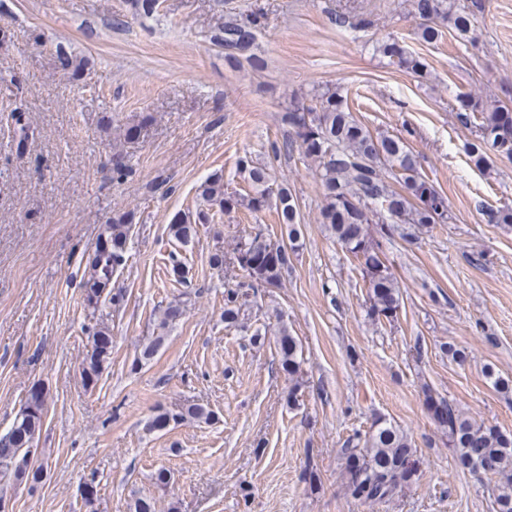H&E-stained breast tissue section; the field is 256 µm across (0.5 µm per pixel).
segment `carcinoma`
<instances>
[{
    "label": "carcinoma",
    "instance_id": "obj_1",
    "mask_svg": "<svg viewBox=\"0 0 512 512\" xmlns=\"http://www.w3.org/2000/svg\"><path fill=\"white\" fill-rule=\"evenodd\" d=\"M411 13L420 20L419 36L425 43L443 37V30L452 31L461 39L471 33V8L458 7L453 0H411ZM261 15L240 19L233 14L224 17V26L216 36L224 47L225 58L231 62L247 63L261 68L265 61L257 55L256 31ZM384 55L397 59L399 66L413 72L422 69L419 60L406 54L395 42L381 45ZM462 122L476 128V139L468 143L472 162L486 168L493 155L512 157V108L488 104L472 94L457 96ZM286 127L284 141L272 144L273 154L298 151L313 161L318 170L323 192L320 209L321 223L358 262L375 318L396 317L400 307V289L396 278L386 265L382 244L370 232V225L379 226L381 237L390 239L400 232L402 224H443L448 220V206L442 195L419 173L416 160L406 142L399 136H375L344 107L342 95L333 89L316 90L304 99L290 101L280 116ZM237 169L248 174L251 191L237 193L224 188L223 174L214 173L198 187V197L219 213L245 208L258 212L276 201L277 220L288 229V239L299 234L300 213L288 187H270L268 169L255 161L248 152L239 156ZM397 170V190L383 175L385 168ZM209 221V212L201 209L197 222L176 218L169 225L170 235L186 244L196 235V224ZM130 224L120 216L105 225L103 233L111 249L96 248L86 258L87 280L84 283V302L97 311L100 302L109 297L112 304L124 300L120 291L111 292L112 277L125 263ZM235 263L248 278L236 288L224 291V322H236L243 306L246 289L275 287L292 264V248L279 241L267 240L257 233L233 249ZM183 309L170 303L161 313L158 329L142 352L150 357L164 341V332L180 320ZM281 370L291 380L299 377L301 363L299 345L288 327L283 325L276 338ZM112 353V332L99 322L91 333V351L84 359L82 376L85 385L98 380ZM47 394L40 391L39 399L25 405L18 423L0 437V471L13 472L20 481L40 483L43 465L32 467L28 457L41 433ZM425 402L443 408L432 413L438 428L448 437V447L454 449L460 468L484 471L499 476L495 503L497 512H512V436L466 418L446 398L427 393ZM210 412L200 406H188L178 411L159 410L146 423V429H163L187 419L209 420ZM342 481L346 493L355 500L375 503L394 498L410 485L417 473V459L407 436L392 423L378 422L364 436H357L340 449Z\"/></svg>",
    "mask_w": 512,
    "mask_h": 512
}]
</instances>
